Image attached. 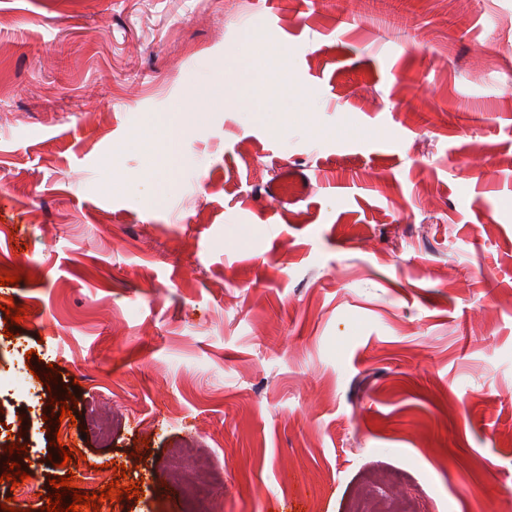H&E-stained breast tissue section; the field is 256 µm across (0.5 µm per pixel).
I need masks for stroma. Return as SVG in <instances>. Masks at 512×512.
Here are the masks:
<instances>
[{
    "instance_id": "1",
    "label": "stroma",
    "mask_w": 512,
    "mask_h": 512,
    "mask_svg": "<svg viewBox=\"0 0 512 512\" xmlns=\"http://www.w3.org/2000/svg\"><path fill=\"white\" fill-rule=\"evenodd\" d=\"M255 34L285 80L165 138L223 65L276 71ZM4 261L0 473L25 444L34 490L0 503L113 461L112 512H183L192 440L223 512H344L393 468L419 512H512V0H0Z\"/></svg>"
}]
</instances>
